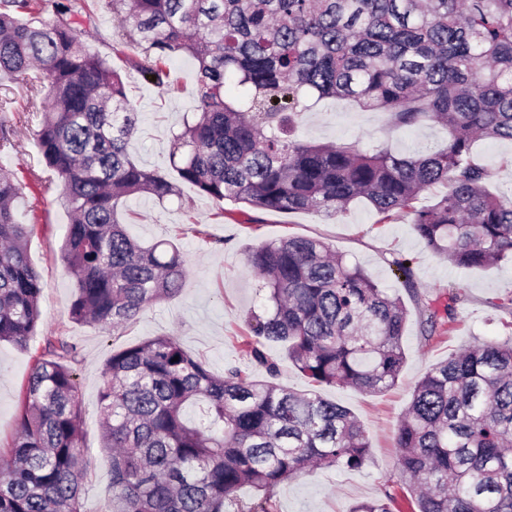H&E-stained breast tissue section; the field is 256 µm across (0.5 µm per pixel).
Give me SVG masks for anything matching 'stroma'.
I'll return each mask as SVG.
<instances>
[{
  "label": "stroma",
  "instance_id": "obj_1",
  "mask_svg": "<svg viewBox=\"0 0 512 512\" xmlns=\"http://www.w3.org/2000/svg\"><path fill=\"white\" fill-rule=\"evenodd\" d=\"M86 17L78 31L91 51L105 55L124 40V31L99 0H82ZM113 63L121 70L128 96L139 114L132 141L134 161L151 170L169 169L172 135L184 113L194 111L198 99L195 62L179 55L168 65L164 86L146 81L126 68L124 58ZM12 98L17 120L15 152L1 156L0 165L19 178L31 179L41 169L39 121L25 86L0 73V96ZM297 134L311 143L355 144L366 150L385 147L411 153L426 145L447 141L448 131L423 120L402 130L392 126L387 113L364 110L340 98L320 101L304 98ZM474 151L489 169L488 188L503 204L512 203V142L482 139ZM17 215L31 225L28 258L38 271L44 290L40 299L42 327L26 347L0 344V455L6 454L22 411L30 370L44 352L47 336L79 345L74 366L83 409L84 446L88 470L83 481L84 512H106L112 498V462L101 446L99 397L103 371L115 351L161 334L175 336L192 356L216 374L231 364L251 365L242 343L250 336L251 314L266 305L263 282L246 266L248 250L267 241L301 236L325 242L343 255L347 264L364 269L390 295L403 299L409 312L403 336L406 360L395 388L367 394L350 386H324L321 394L349 409L369 438L370 455L358 470L310 469L278 486L271 497L273 512H347L358 501L389 495L405 504L409 493L397 468L394 436L407 410L415 384L452 353L486 343L512 341V264L470 270L433 254L416 235L412 214L379 220L364 202L336 218L313 212L282 214L246 205L219 202L182 184L181 195L158 202L150 197L128 200L130 234L142 244L173 242L184 256L186 275L177 297L147 308L137 323L123 332H111L74 323L70 307L75 280L61 259L60 247L69 215L54 183L28 189L18 200ZM409 260L413 288H405L396 260ZM456 293L455 321L427 334L422 329L427 308H443Z\"/></svg>",
  "mask_w": 512,
  "mask_h": 512
}]
</instances>
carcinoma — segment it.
I'll return each mask as SVG.
<instances>
[{
    "mask_svg": "<svg viewBox=\"0 0 512 512\" xmlns=\"http://www.w3.org/2000/svg\"><path fill=\"white\" fill-rule=\"evenodd\" d=\"M136 54L165 85L166 62H196L194 115L173 136L177 174L148 170L130 149L138 115L111 60L76 32L81 0H0V72L45 94L39 147L70 214L61 257L76 281L71 319L127 329L176 297L186 269L169 241L141 245L120 205L163 201L177 182L223 202L278 212L346 214L363 199L382 219L409 210L435 254L468 269L512 262V206L486 183L474 141H512V0H106ZM51 8L54 19H44ZM349 98L398 128L428 118L448 142L402 155L298 139L299 96ZM12 99H0V154L16 147ZM441 185L432 204L422 192ZM26 184L0 168V342L26 345L44 285L16 202ZM269 306L249 320L251 359L277 375L281 345L313 389L216 375L164 334L112 354L100 393L101 443L112 453L109 512H270L280 484L311 467L361 468L370 444L357 417L315 388L394 387L408 313L325 243L290 236L247 253ZM456 294L444 315L455 319ZM31 368L8 458L0 512H83L82 405L76 344L45 339ZM413 512H512V343L453 353L415 385L395 438ZM244 486L255 498L238 496ZM393 497L349 512H392Z\"/></svg>",
    "mask_w": 512,
    "mask_h": 512,
    "instance_id": "obj_1",
    "label": "carcinoma"
}]
</instances>
